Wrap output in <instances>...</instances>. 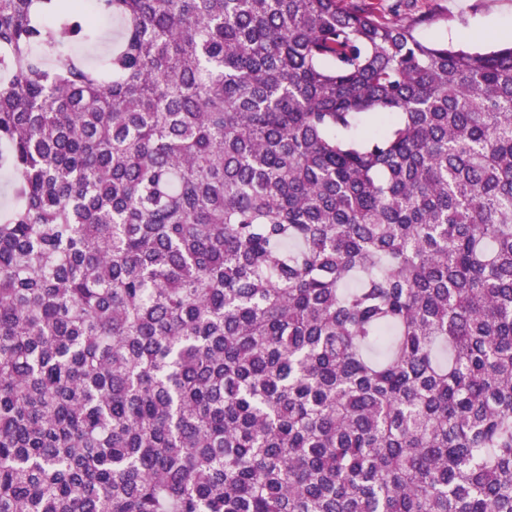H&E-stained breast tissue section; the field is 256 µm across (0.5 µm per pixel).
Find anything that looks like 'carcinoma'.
Masks as SVG:
<instances>
[{"label": "carcinoma", "instance_id": "obj_1", "mask_svg": "<svg viewBox=\"0 0 512 512\" xmlns=\"http://www.w3.org/2000/svg\"><path fill=\"white\" fill-rule=\"evenodd\" d=\"M428 21L0 0V512H512V47Z\"/></svg>", "mask_w": 512, "mask_h": 512}]
</instances>
